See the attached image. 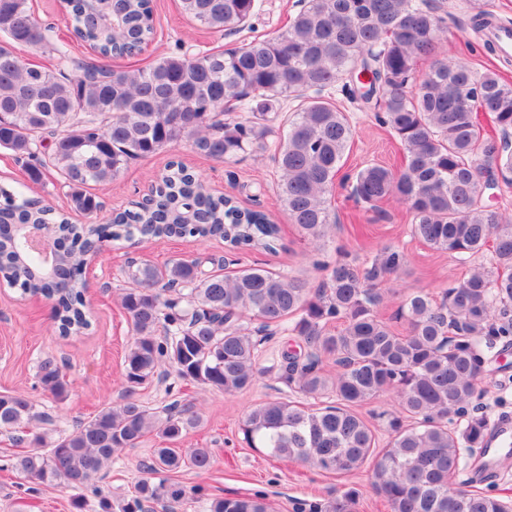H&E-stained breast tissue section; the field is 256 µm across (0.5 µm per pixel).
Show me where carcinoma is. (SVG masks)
Here are the masks:
<instances>
[{
  "label": "carcinoma",
  "mask_w": 512,
  "mask_h": 512,
  "mask_svg": "<svg viewBox=\"0 0 512 512\" xmlns=\"http://www.w3.org/2000/svg\"><path fill=\"white\" fill-rule=\"evenodd\" d=\"M300 10L276 35L255 37L225 52L159 57L146 68L112 69L70 56L66 43L36 22L28 0H0V147L25 162L37 184L54 173L70 190L72 211L91 217L103 208L90 186H105L132 159L187 140L199 154L231 163L248 152L270 155L278 198L306 237L319 241L335 227L326 198L351 139V125L332 101L339 91L373 107L405 152L398 170L368 165L351 194L375 205L395 197L409 210L411 234L441 252L479 255L492 246L491 265L473 268L445 291L441 302L418 290L399 303L407 324L400 336L377 313L378 288L398 276L402 252L386 247L364 267L345 260L323 265L322 284L288 273L243 267L228 277L196 261L156 266L130 260L121 306L134 335L125 364L122 402L104 407L44 447L36 427L55 415L20 393L0 394V432L31 450L8 464L31 484L101 494L103 470L150 432L177 443L201 424L195 403L166 387L169 401L153 407L139 388L164 384L169 371L203 388L235 394L273 373L311 397L336 404L310 408L283 398L249 410L241 431L246 445L272 458L302 461L347 473L368 463L371 485L390 512H512V503L454 485L462 455L448 423L467 414L480 394L482 340L512 334V319L494 310L512 305V218L490 208L512 186V84L492 70L477 77L452 58L434 60L447 33L445 5L432 0H299ZM75 40L104 59L134 57L153 35L151 0H63ZM259 0H181V10L215 32H236L258 15ZM49 49L54 67L27 62L12 46ZM297 103L279 115L277 105ZM1 224H55L65 247L45 259L21 240H0V269L24 295L51 301L56 330L77 335L89 327L83 311L85 251L102 242L221 237L234 250L274 252L281 228L262 212L244 210L229 196L213 197L200 175L171 162L153 202L136 203L107 224H75L50 206L31 209L21 194L0 188ZM340 322L331 332L330 323ZM291 332L303 356L281 352L271 366L258 363L259 346L276 332ZM332 359L336 373L323 368ZM58 401L68 395L58 362L45 358L37 373ZM391 390L399 411L388 417L389 447L376 450L369 424L354 411ZM485 422L467 421L465 439L482 442ZM208 448H156L145 471L178 468L204 472ZM193 495L202 512H269L258 496L210 498L200 487L138 482L121 512H172ZM355 494L332 497L322 512H351Z\"/></svg>",
  "instance_id": "1"
}]
</instances>
